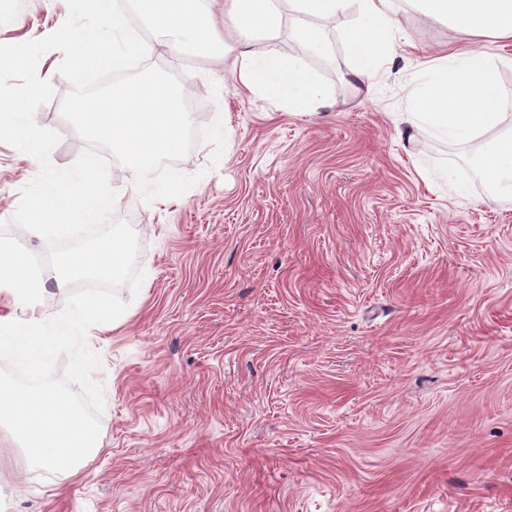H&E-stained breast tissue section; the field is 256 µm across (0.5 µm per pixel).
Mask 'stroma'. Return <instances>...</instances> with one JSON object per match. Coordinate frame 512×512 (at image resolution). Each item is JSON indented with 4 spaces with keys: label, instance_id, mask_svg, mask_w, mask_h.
Listing matches in <instances>:
<instances>
[{
    "label": "stroma",
    "instance_id": "35a3bbf8",
    "mask_svg": "<svg viewBox=\"0 0 512 512\" xmlns=\"http://www.w3.org/2000/svg\"><path fill=\"white\" fill-rule=\"evenodd\" d=\"M277 6L271 44L326 90L314 112L238 94L233 59L155 37L148 64L179 77L200 125L222 118L224 162L197 142L178 167L202 179L150 204L112 164L145 279L87 332L97 448L49 473L0 427V512H512V205L474 171L512 117L473 140L398 132L408 43L468 42L417 0H400L404 36L366 84L348 16ZM68 15L66 0H0V44ZM35 120L61 136L52 164L72 165L85 144L58 102ZM38 171L0 142V221ZM41 288L30 308L0 288V320H49L72 291L54 273Z\"/></svg>",
    "mask_w": 512,
    "mask_h": 512
}]
</instances>
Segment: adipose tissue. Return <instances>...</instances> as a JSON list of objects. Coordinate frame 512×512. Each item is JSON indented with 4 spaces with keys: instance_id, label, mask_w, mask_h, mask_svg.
I'll return each instance as SVG.
<instances>
[{
    "instance_id": "1",
    "label": "adipose tissue",
    "mask_w": 512,
    "mask_h": 512,
    "mask_svg": "<svg viewBox=\"0 0 512 512\" xmlns=\"http://www.w3.org/2000/svg\"><path fill=\"white\" fill-rule=\"evenodd\" d=\"M296 11L320 19L348 12L355 18L344 31L359 51L356 74L369 79L379 58L400 31L394 0H293ZM424 14L445 21L474 37L512 42V0H419ZM151 30L165 31L174 50L224 59L227 48L214 39L218 17L229 21L240 51V84L244 93L269 96L293 112H311L320 104L316 78L300 70L274 47L256 50L255 35L277 27L274 0H114L111 9L92 8L88 0H71L72 26L58 41L68 48L76 71L115 69L147 53L130 34V15ZM512 114V89L498 78V66L482 51H452L437 56L419 72L416 88L400 123L414 132H431L466 140L496 128ZM490 194L512 203V135L489 146L476 164Z\"/></svg>"
}]
</instances>
